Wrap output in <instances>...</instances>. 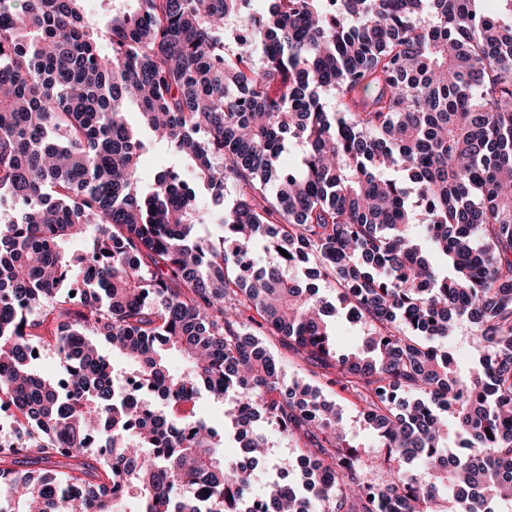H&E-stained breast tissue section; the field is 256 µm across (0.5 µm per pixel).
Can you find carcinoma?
Wrapping results in <instances>:
<instances>
[{
  "label": "carcinoma",
  "instance_id": "1",
  "mask_svg": "<svg viewBox=\"0 0 512 512\" xmlns=\"http://www.w3.org/2000/svg\"><path fill=\"white\" fill-rule=\"evenodd\" d=\"M84 2L0 0V396L21 415L0 512L512 504V0ZM131 107L176 160L148 183ZM260 243L275 263L250 262ZM310 263L338 305L288 275ZM338 306L362 331L347 352ZM463 321L468 365L437 346ZM44 332L64 397L30 363ZM266 335L355 394L375 450ZM202 388L241 453L185 410ZM260 418L312 470L285 463L254 498ZM22 457L54 472L20 478ZM269 347L281 365L282 374L288 380L293 378L304 377L310 373L303 368H306L303 363L288 352V349L282 347L277 340H270Z\"/></svg>",
  "mask_w": 512,
  "mask_h": 512
}]
</instances>
